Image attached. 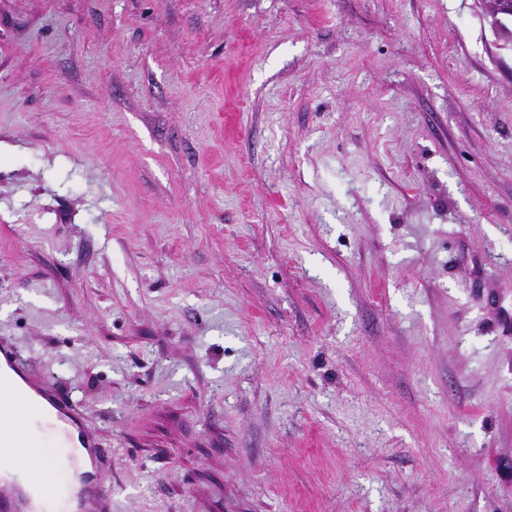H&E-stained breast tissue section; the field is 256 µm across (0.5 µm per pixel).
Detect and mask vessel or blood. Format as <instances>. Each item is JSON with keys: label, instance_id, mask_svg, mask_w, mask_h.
Returning a JSON list of instances; mask_svg holds the SVG:
<instances>
[{"label": "vessel or blood", "instance_id": "b4317fda", "mask_svg": "<svg viewBox=\"0 0 512 512\" xmlns=\"http://www.w3.org/2000/svg\"><path fill=\"white\" fill-rule=\"evenodd\" d=\"M0 374L11 377L26 392L24 408L30 417L44 416L54 420L64 444L83 449L90 468L86 473L79 512H112V496L101 480L102 472L112 464V457L85 428L77 407L33 378L14 346L4 341H0ZM39 445L40 441L34 434L10 428L0 429V447L36 448ZM0 512H33L27 491L0 489Z\"/></svg>", "mask_w": 512, "mask_h": 512}]
</instances>
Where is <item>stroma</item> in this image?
Here are the masks:
<instances>
[{
	"label": "stroma",
	"mask_w": 512,
	"mask_h": 512,
	"mask_svg": "<svg viewBox=\"0 0 512 512\" xmlns=\"http://www.w3.org/2000/svg\"><path fill=\"white\" fill-rule=\"evenodd\" d=\"M506 323L479 0H0V340L112 512H512ZM0 372L11 377L28 398L24 409L32 418L45 416L54 420L68 448H82L90 470L79 502L80 512H112V495L106 490L101 474L112 464V456L100 447L99 441L84 426L82 414L68 399L36 380L19 358L15 347L0 341Z\"/></svg>",
	"instance_id": "35a3bbf8"
}]
</instances>
